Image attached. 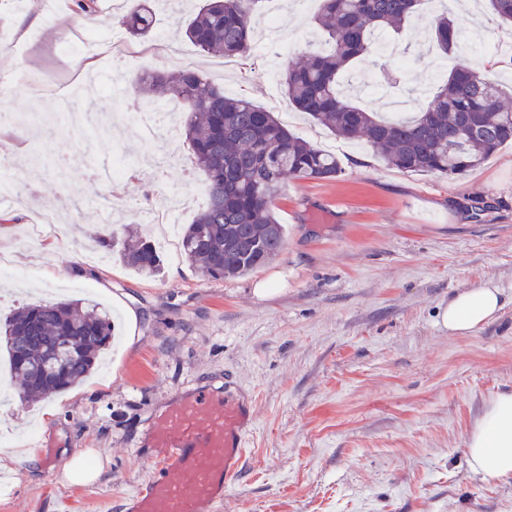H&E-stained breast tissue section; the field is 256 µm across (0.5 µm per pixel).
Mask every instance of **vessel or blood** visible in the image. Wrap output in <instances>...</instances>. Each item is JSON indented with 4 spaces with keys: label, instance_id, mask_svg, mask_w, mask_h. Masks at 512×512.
<instances>
[{
    "label": "vessel or blood",
    "instance_id": "b4317fda",
    "mask_svg": "<svg viewBox=\"0 0 512 512\" xmlns=\"http://www.w3.org/2000/svg\"><path fill=\"white\" fill-rule=\"evenodd\" d=\"M253 424L250 403L231 391L180 392L155 418L149 439L163 475L126 497L127 512H223Z\"/></svg>",
    "mask_w": 512,
    "mask_h": 512
}]
</instances>
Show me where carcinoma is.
<instances>
[{"label": "carcinoma", "instance_id": "1", "mask_svg": "<svg viewBox=\"0 0 512 512\" xmlns=\"http://www.w3.org/2000/svg\"><path fill=\"white\" fill-rule=\"evenodd\" d=\"M266 0H200L185 20L184 35L202 52L246 58ZM503 23H512V0H489ZM75 12L93 23L99 0H73ZM424 0H321L315 17L330 49L308 46L304 60L282 74L289 104L326 127L339 139L363 141L389 166L404 172L464 175L500 147L512 143V86H505L465 64L454 66L426 107L411 115L384 119L344 95L350 69L373 58L375 80L394 90L400 69L374 47L378 34L399 33ZM133 38L151 35L154 17L149 0H134L122 18ZM459 27L441 13L429 44L443 55L454 53ZM142 93L160 86L187 105L181 122L196 165L205 175L208 203L180 232L185 257L214 280L244 277L280 254L285 226L275 201L286 181L332 180L342 175L336 154L316 147L289 130L273 112L224 89L198 73L181 69L137 79ZM94 242L142 276L164 274L155 245L128 233L100 234ZM115 332L112 314L80 300L40 302L17 309L0 323V353L7 355L22 401L47 398L87 377ZM78 346L58 362L55 373L42 370L56 358L58 342ZM23 359L26 365L18 360Z\"/></svg>", "mask_w": 512, "mask_h": 512}]
</instances>
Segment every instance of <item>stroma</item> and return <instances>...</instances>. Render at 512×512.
I'll use <instances>...</instances> for the list:
<instances>
[{
    "label": "stroma",
    "mask_w": 512,
    "mask_h": 512,
    "mask_svg": "<svg viewBox=\"0 0 512 512\" xmlns=\"http://www.w3.org/2000/svg\"><path fill=\"white\" fill-rule=\"evenodd\" d=\"M117 41L78 56L61 49L85 28L72 0L46 11L42 0H0V53L28 75L68 79L83 71L93 89L76 111L103 114L106 130L75 137L61 124L10 128L12 161L25 201L0 205L7 232L0 252L31 270L22 286H0V314L29 303L81 299L112 311L118 336L102 366L68 390L0 413V427L34 422L36 464L0 469V512H84L87 500L123 512L124 496L159 478L148 445L156 415L195 384L223 389L234 380L251 400L254 424L242 474L224 512H512V478L487 482L464 454L467 434L497 394L512 390V145L458 178L386 167L369 147L338 142L323 127L272 97L268 74L307 43H321L314 9L284 0L277 43L256 42L247 61L201 52L180 33L183 9L157 10L150 38L120 23L127 0H100ZM457 51L477 69L512 84V27L487 6L456 15ZM419 12L398 37L411 47L404 90L432 91L434 62ZM129 81L146 72L201 71L229 95L287 113L288 127L320 147L337 146L343 173L328 181L288 180L276 201L285 224L282 252L247 277L213 280L163 251L165 274L136 275L102 251H88L103 223L82 196L117 195V224L148 232L161 206L152 178L91 186L90 162L128 165L145 136L122 119L128 88L116 86L111 59ZM55 87L33 99L25 84L0 86V105L19 114L57 113ZM74 157L65 177L57 160ZM489 207L474 215L475 199ZM44 221L37 243L28 225ZM490 282L504 303L476 332H448L441 313L456 292ZM71 284L69 294L59 292ZM101 465L95 482H71L74 452Z\"/></svg>",
    "instance_id": "35a3bbf8"
}]
</instances>
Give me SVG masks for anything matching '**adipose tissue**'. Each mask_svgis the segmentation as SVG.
I'll return each mask as SVG.
<instances>
[{"label": "adipose tissue", "instance_id": "1", "mask_svg": "<svg viewBox=\"0 0 512 512\" xmlns=\"http://www.w3.org/2000/svg\"><path fill=\"white\" fill-rule=\"evenodd\" d=\"M500 288L481 284L462 290L448 301L441 321L450 333L469 334L501 309ZM468 462L485 481L512 477V392H503L486 406L465 442Z\"/></svg>", "mask_w": 512, "mask_h": 512}]
</instances>
